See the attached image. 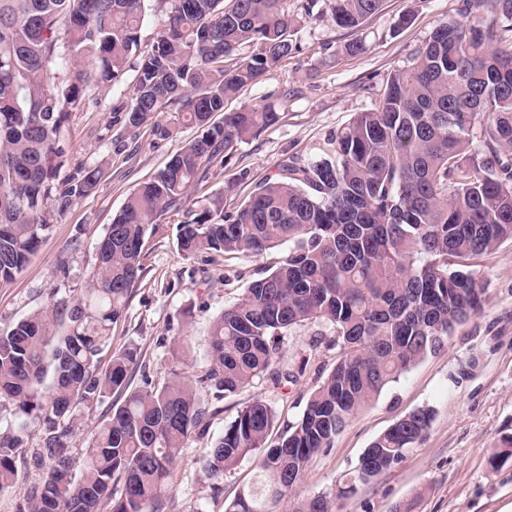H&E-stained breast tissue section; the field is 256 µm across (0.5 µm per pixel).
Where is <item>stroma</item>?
I'll return each mask as SVG.
<instances>
[{
	"instance_id": "35a3bbf8",
	"label": "stroma",
	"mask_w": 512,
	"mask_h": 512,
	"mask_svg": "<svg viewBox=\"0 0 512 512\" xmlns=\"http://www.w3.org/2000/svg\"><path fill=\"white\" fill-rule=\"evenodd\" d=\"M303 2H287L296 18L291 36L299 53L224 104L225 111L235 112L272 102L278 122L256 139L238 144L229 161L200 183L194 200L220 193L225 211H233L256 183L276 174L281 160L327 153L332 134L355 113L373 107L388 74L404 66L460 5V0H383L379 12L363 25L366 51L348 56L341 48L351 32L336 27L330 15H303ZM405 14L410 23L397 27ZM136 74V65H129L119 83L92 89L84 110L73 113L65 132L68 159L60 176L72 178L88 165L101 167L103 175L91 194L62 208L50 207L51 227L37 253L12 281H0V332L51 298L75 295L91 270L98 240L127 195L199 135L193 125L164 140L147 126L129 130L120 106ZM177 234V217L167 216L156 233L147 235L143 276L125 315L113 327L110 350L102 354L107 363L113 350L135 343L140 362L133 382L138 386L146 381L159 385L169 378L172 346L180 339L192 349L182 372L191 378L201 375L212 320L236 300L257 270L288 253L282 247L258 258H188L177 248ZM64 265L70 268L66 278L60 273ZM474 265L486 284L480 314L458 325L443 349L401 374L349 419L330 447L312 455L294 490L296 498L335 489L377 436L406 413L428 408L433 420L424 441L343 499L340 512H390L399 503L410 504L412 512H512V458L495 469L489 465L501 436L512 432V240L475 259ZM337 354L330 336L315 335L307 326L289 330L285 358L298 372L297 381L279 389L259 381L216 402L209 424L192 434L172 470L164 512H224L243 487L258 486V462L252 458L221 482L205 479L199 471L202 449L256 395L273 402L281 423L298 421ZM45 470L29 455L21 458L12 488L0 496V512H17Z\"/></svg>"
}]
</instances>
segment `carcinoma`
I'll list each match as a JSON object with an SVG mask.
<instances>
[{
  "mask_svg": "<svg viewBox=\"0 0 512 512\" xmlns=\"http://www.w3.org/2000/svg\"><path fill=\"white\" fill-rule=\"evenodd\" d=\"M382 2L328 0L327 8L336 26L357 34ZM283 3L171 0L130 88L127 124L149 125L160 139L185 124L201 135L130 193L77 297L53 299L0 333V406L18 411L0 430V495L15 481L29 428L43 430L33 454L49 462L19 512H162L172 468L212 415L209 399L263 378L288 381V330L322 325L340 356L300 419L272 442L275 409L255 397L200 458L218 482L258 457L263 492L243 488L225 512H279L309 458L357 410L480 312L484 284L466 261L512 240V0H462L391 73L374 108L336 132L326 155L283 159L232 213L222 195L191 207V189L214 163L279 119L272 102L226 112L224 101L300 51ZM143 8L144 0H0L1 281L36 253L49 205L97 187V166L58 182L65 126L91 88L122 79ZM166 109L174 115L163 124ZM216 112L223 121H212ZM169 213L183 214L177 247L187 257H257L284 245L288 254L214 318L204 374L178 371L181 345L167 383L134 387L136 344L113 351L105 370L99 354L141 277L145 237ZM103 404L77 474L81 412ZM431 421L428 409L399 418L336 491L297 500L290 512H334L423 441Z\"/></svg>",
  "mask_w": 512,
  "mask_h": 512,
  "instance_id": "carcinoma-1",
  "label": "carcinoma"
}]
</instances>
